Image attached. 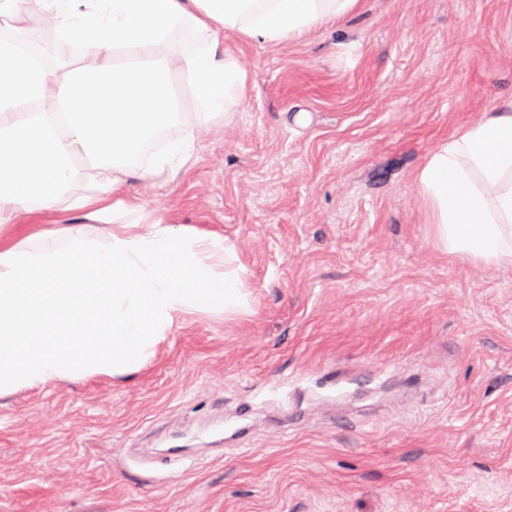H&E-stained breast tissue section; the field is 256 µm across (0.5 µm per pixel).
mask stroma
Segmentation results:
<instances>
[{"instance_id":"stroma-1","label":"stroma","mask_w":512,"mask_h":512,"mask_svg":"<svg viewBox=\"0 0 512 512\" xmlns=\"http://www.w3.org/2000/svg\"><path fill=\"white\" fill-rule=\"evenodd\" d=\"M250 95L130 191L232 245L253 292L138 374L0 398V512H512V267L434 245L412 173L512 95V0H364L244 44ZM35 224L111 225L71 208ZM248 426L240 449L226 448Z\"/></svg>"}]
</instances>
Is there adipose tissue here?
<instances>
[{
  "label": "adipose tissue",
  "mask_w": 512,
  "mask_h": 512,
  "mask_svg": "<svg viewBox=\"0 0 512 512\" xmlns=\"http://www.w3.org/2000/svg\"><path fill=\"white\" fill-rule=\"evenodd\" d=\"M34 23L76 43L73 63H33L0 40V397L134 374L199 315L253 310L232 246L166 224L130 195L134 179L195 162V137L164 131L195 112L232 121L251 75L224 32L279 45L358 13L363 0H29ZM59 100L57 111L39 101ZM106 183L75 199L111 220L108 244L77 224L25 240L23 217L56 206L85 165ZM438 249L512 266V96L442 138L412 175Z\"/></svg>",
  "instance_id": "obj_1"
}]
</instances>
